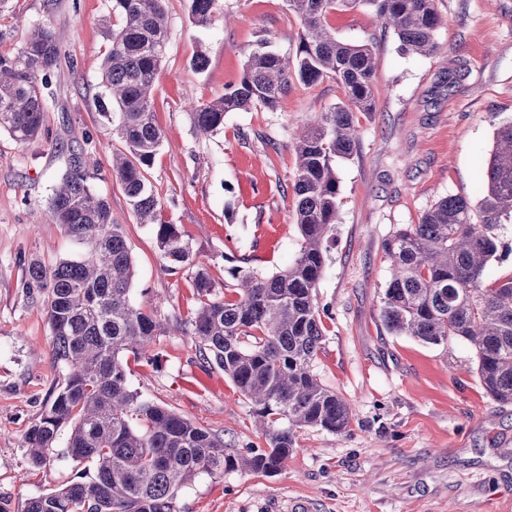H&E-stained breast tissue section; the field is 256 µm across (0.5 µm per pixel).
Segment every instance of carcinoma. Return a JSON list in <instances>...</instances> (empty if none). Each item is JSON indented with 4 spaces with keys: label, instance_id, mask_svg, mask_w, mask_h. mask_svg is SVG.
Listing matches in <instances>:
<instances>
[{
    "label": "carcinoma",
    "instance_id": "1",
    "mask_svg": "<svg viewBox=\"0 0 512 512\" xmlns=\"http://www.w3.org/2000/svg\"><path fill=\"white\" fill-rule=\"evenodd\" d=\"M215 5L190 0L194 24L210 26ZM288 6L302 22L295 58L259 41L240 81L192 113L197 132L208 136L224 127L228 112L275 110L296 81L308 85L329 77L344 92L343 100L305 122L294 142L297 254L271 275L232 273L233 300L218 295L178 226L159 219L146 177L162 144L151 95L168 35L164 0H112L121 23L110 34L101 76L113 106L104 116L126 148L112 156V173L140 223L153 226L165 270L196 267L192 286L199 308L179 322L180 332L192 336L202 359L224 370L255 406L268 448L228 454L223 437L131 389L122 354L146 353L167 326L132 303L134 267L123 226L112 223L109 201L88 182L83 153L58 142L57 149L70 152V166L46 211L86 251L50 267L33 259L26 268V287L44 296L54 357L66 369L64 384L26 433V452L32 464L46 463V450L70 423L69 456L96 474L32 498L26 512H180V491L201 473L235 466L277 472L293 451L297 430L349 431V404L313 371L323 337L315 296L337 221L336 161L356 147L355 113L375 108L374 57L367 44L337 40L325 18L332 10L368 7L397 35L404 53L418 56L435 51L443 19L435 0H288ZM60 62L53 34L41 26L16 52H0V130L16 142L38 137L46 90ZM506 224H512V120L495 130L478 206L450 195L382 244L390 266L382 297L388 328L427 344L452 337L469 342L481 387L503 404L512 403V276L489 280L485 271L497 258Z\"/></svg>",
    "mask_w": 512,
    "mask_h": 512
}]
</instances>
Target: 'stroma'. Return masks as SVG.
<instances>
[{
    "label": "stroma",
    "mask_w": 512,
    "mask_h": 512,
    "mask_svg": "<svg viewBox=\"0 0 512 512\" xmlns=\"http://www.w3.org/2000/svg\"><path fill=\"white\" fill-rule=\"evenodd\" d=\"M168 39L153 93L163 142L147 177L160 217L178 225L224 293L231 270L268 275L299 244L292 188L293 134L301 121L343 98L334 79L295 84L276 111L230 112L209 136L194 130L197 105L238 83L248 51L267 40L296 52L300 22L287 0H217L207 28L189 0H165ZM444 24L426 57L402 53L393 31L364 8L333 11L328 27L374 48L375 110L358 121L352 157L338 162V223L316 290L324 336L314 362L321 382L351 406L348 433L305 428L284 468L200 474L180 495V512H512V403L491 400L465 341L425 344L391 333L381 317L389 280L384 239L419 223L438 200L478 201L495 129L512 119V0H437ZM120 18L110 0H10L0 13V52L49 28L62 63L51 78L42 134L21 145L0 131V506L24 512L29 499L76 479L68 429L46 464H31L25 435L63 384L52 355L42 295L29 292L31 259L54 264L81 253L61 225L36 221L67 169L58 142L99 161L90 182L110 202L133 256L131 299L160 317L187 320L198 303L193 270L164 271L150 225L139 223L111 168L124 144L102 114L101 68ZM205 71L192 66L196 54ZM130 383L223 437L232 455L267 445L250 403L222 369L205 362L191 336L170 331L129 358Z\"/></svg>",
    "instance_id": "35a3bbf8"
}]
</instances>
